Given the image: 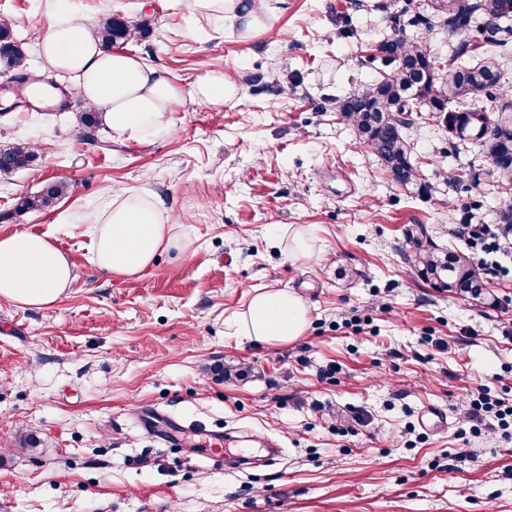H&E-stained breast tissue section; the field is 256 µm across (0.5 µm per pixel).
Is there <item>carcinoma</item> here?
Listing matches in <instances>:
<instances>
[{
    "mask_svg": "<svg viewBox=\"0 0 512 512\" xmlns=\"http://www.w3.org/2000/svg\"><path fill=\"white\" fill-rule=\"evenodd\" d=\"M512 0H444L432 11L418 12L406 7L395 19L394 34L382 41L364 64L375 78L364 89L336 100V111L354 129L360 145L374 155L386 174L408 188L421 185L413 147L405 135L412 120L403 112L432 114L456 139L476 142L490 162L498 186L512 191V89L506 87L497 58L512 44ZM440 22L448 37H463L456 53L442 58L421 37L408 39L405 28L431 29ZM143 21L133 27L118 20L99 21L98 34L108 48L121 46L148 32ZM13 71L12 80L29 82L26 58L15 43L11 24L0 19V62ZM484 98L495 103L488 111L473 107H450L455 100ZM75 119L79 137L84 139L99 126L98 112L78 103ZM37 147L26 141L0 148V179L34 165ZM69 191V184L57 180L46 184L39 194L22 199L20 209L42 210ZM416 273L435 288L450 294L486 299L487 282L476 263L461 251L419 248L411 257Z\"/></svg>",
    "mask_w": 512,
    "mask_h": 512,
    "instance_id": "1",
    "label": "carcinoma"
}]
</instances>
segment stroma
<instances>
[{
  "label": "stroma",
  "instance_id": "obj_1",
  "mask_svg": "<svg viewBox=\"0 0 512 512\" xmlns=\"http://www.w3.org/2000/svg\"><path fill=\"white\" fill-rule=\"evenodd\" d=\"M407 6L427 0H286L279 36L237 42L187 0H76L80 17L149 21L127 53L183 86L219 62L238 85L220 108L184 99L170 131L141 143L102 125L86 144L55 103L11 108L0 69V148L40 153L0 180V236L52 235L76 275L48 307L0 301V512H512V442L462 422L472 394L512 399V274L488 267L484 302L430 287L410 263L420 243L470 253L457 227L496 223L506 198L489 193L481 148L429 115L406 131L417 192L336 112L373 79L362 59ZM56 15V0H0L32 74L51 70L34 33ZM61 178L71 191L55 206L18 209ZM105 187L161 196L187 217L190 250L159 253L139 276L98 271L91 217ZM278 225L304 232L310 260L274 247ZM269 288L307 300L304 336L234 333ZM227 364L247 377L225 380ZM428 405L447 427L422 424ZM153 409L196 428L191 445L140 432ZM211 431L225 458L260 465L210 460Z\"/></svg>",
  "mask_w": 512,
  "mask_h": 512
}]
</instances>
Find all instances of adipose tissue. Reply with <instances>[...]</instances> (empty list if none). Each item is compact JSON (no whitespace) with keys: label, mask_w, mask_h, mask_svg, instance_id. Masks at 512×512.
<instances>
[{"label":"adipose tissue","mask_w":512,"mask_h":512,"mask_svg":"<svg viewBox=\"0 0 512 512\" xmlns=\"http://www.w3.org/2000/svg\"><path fill=\"white\" fill-rule=\"evenodd\" d=\"M223 16L230 39L244 41L274 28L269 0H193ZM88 17L59 15L37 33L42 55L56 68L78 73L79 95L94 106L120 140L141 142L166 132L169 114L184 98L219 107L237 94L235 82L215 68L182 88L167 73L122 49H107ZM188 234L174 232L165 202L128 189L107 193L90 244L93 263L108 275L136 276L151 268L160 251H189ZM75 279L67 255L47 234L17 232L0 237V299L31 308L52 305ZM240 336L271 343L293 341L307 331L309 305L291 290L256 292L236 319Z\"/></svg>","instance_id":"obj_1"}]
</instances>
